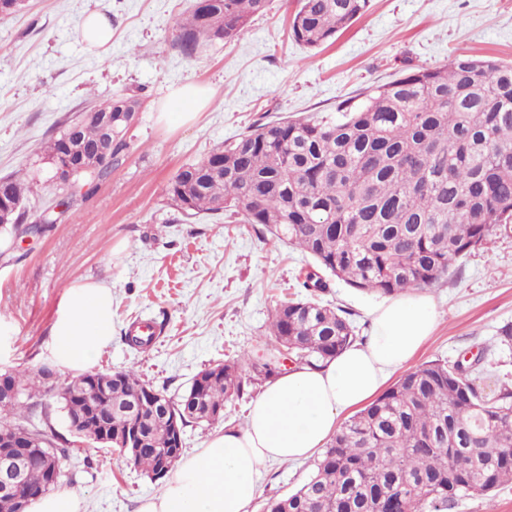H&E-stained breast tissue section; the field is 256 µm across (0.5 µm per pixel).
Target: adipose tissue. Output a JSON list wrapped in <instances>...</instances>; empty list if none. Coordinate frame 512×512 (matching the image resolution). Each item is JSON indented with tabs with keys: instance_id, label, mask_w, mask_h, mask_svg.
Masks as SVG:
<instances>
[{
	"instance_id": "adipose-tissue-1",
	"label": "adipose tissue",
	"mask_w": 512,
	"mask_h": 512,
	"mask_svg": "<svg viewBox=\"0 0 512 512\" xmlns=\"http://www.w3.org/2000/svg\"><path fill=\"white\" fill-rule=\"evenodd\" d=\"M434 317V302L422 292L376 306L367 341L318 367L299 366L268 381L243 425L225 428L182 462L140 512H248L265 467L312 457L344 413L370 400L413 357ZM111 340V287L71 285L53 327L57 366L84 371Z\"/></svg>"
}]
</instances>
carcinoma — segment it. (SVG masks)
Returning <instances> with one entry per match:
<instances>
[{"mask_svg":"<svg viewBox=\"0 0 512 512\" xmlns=\"http://www.w3.org/2000/svg\"><path fill=\"white\" fill-rule=\"evenodd\" d=\"M266 0H196L177 23L175 46L187 58L240 34ZM370 7V0H300L290 30L309 49L336 38ZM127 122L115 125L112 162L78 175L89 188L112 170L126 147ZM68 141H99L93 120L77 132L65 123L44 146L60 157ZM224 171L212 173L218 164ZM10 223L26 220L33 184L8 178ZM188 215L239 216L261 224L277 241L313 259L299 286L327 288L323 275L366 293L395 295L431 287L459 259L491 236L512 230V64L467 54L418 68L336 112L255 126L203 160L183 166L168 186ZM269 333L300 365H316L351 346L355 331L342 310L291 299L274 308ZM473 369L442 360L407 371L391 388L351 416L332 436L314 471L294 492L269 498L264 512H448L465 496H487L512 483V386L488 394ZM280 374L277 357L244 355L203 370L177 402L141 381L132 369L94 372L52 387V372L0 371V446L28 435L32 490L49 482L45 458L67 477L73 449L39 410L56 392L69 433L80 443L115 448L153 480L164 478L183 448L162 413L140 424L103 407L146 403L161 396L189 424L224 420V406Z\"/></svg>","mask_w":512,"mask_h":512,"instance_id":"obj_1","label":"carcinoma"}]
</instances>
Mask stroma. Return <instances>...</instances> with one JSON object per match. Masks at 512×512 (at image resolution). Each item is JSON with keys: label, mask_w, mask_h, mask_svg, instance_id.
<instances>
[{"label": "stroma", "mask_w": 512, "mask_h": 512, "mask_svg": "<svg viewBox=\"0 0 512 512\" xmlns=\"http://www.w3.org/2000/svg\"><path fill=\"white\" fill-rule=\"evenodd\" d=\"M193 2L27 0L0 15V178L31 177L45 143L90 105L126 94L141 102L119 163L94 192L74 187L68 217L23 241L0 237L1 370L52 364L64 293L86 281L112 288V341L95 370H135L176 400L208 366L269 352L270 312L298 296L310 256L271 241L259 224L185 215L168 196L177 170L268 118L335 111L371 85L461 53L512 61V0H371L367 13L312 51L290 36L299 0H269L238 37L189 59L174 45L173 26ZM93 12L112 22L108 50L80 36ZM187 83L208 88L207 105L192 123L160 121L170 91ZM429 294L435 327L411 366L477 355L481 389L512 384V349L497 339L512 323V231L454 263ZM320 299L342 309L362 340L383 297L333 278ZM139 320L158 328L144 348L126 340ZM249 403L232 400L223 422L187 427L185 455L242 425ZM72 456L93 462L92 475L68 486L79 512H137L140 499L161 488L113 449L83 443ZM314 465L310 458L268 466L249 512L296 490Z\"/></svg>", "instance_id": "stroma-1"}]
</instances>
